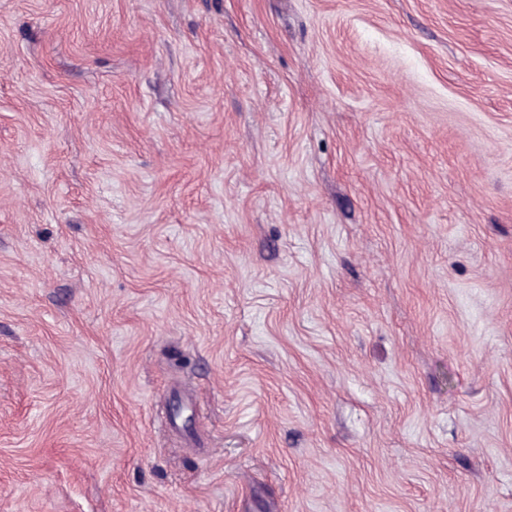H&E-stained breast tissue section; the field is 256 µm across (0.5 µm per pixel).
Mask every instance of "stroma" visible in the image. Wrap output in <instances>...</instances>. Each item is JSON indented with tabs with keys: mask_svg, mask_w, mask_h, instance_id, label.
<instances>
[{
	"mask_svg": "<svg viewBox=\"0 0 512 512\" xmlns=\"http://www.w3.org/2000/svg\"><path fill=\"white\" fill-rule=\"evenodd\" d=\"M0 512H512V0H0Z\"/></svg>",
	"mask_w": 512,
	"mask_h": 512,
	"instance_id": "1",
	"label": "stroma"
}]
</instances>
